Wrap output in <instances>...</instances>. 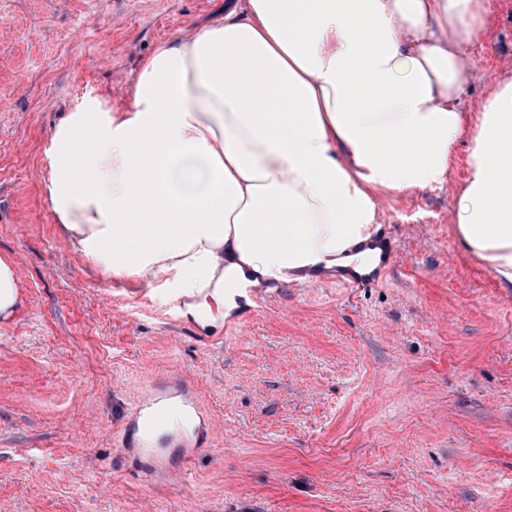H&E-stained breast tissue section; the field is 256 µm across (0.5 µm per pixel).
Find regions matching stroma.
Here are the masks:
<instances>
[{
	"mask_svg": "<svg viewBox=\"0 0 512 512\" xmlns=\"http://www.w3.org/2000/svg\"><path fill=\"white\" fill-rule=\"evenodd\" d=\"M229 0H0V257L23 302L0 321V512H512V291L455 227L469 144L443 186L379 193L395 249L374 288L335 270L271 282L201 327L175 290L107 278L46 191L63 112L114 102L162 42ZM469 50L476 103L512 84V0ZM176 372L211 429L155 483L130 410Z\"/></svg>",
	"mask_w": 512,
	"mask_h": 512,
	"instance_id": "obj_1",
	"label": "stroma"
}]
</instances>
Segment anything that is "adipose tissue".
Segmentation results:
<instances>
[{
  "mask_svg": "<svg viewBox=\"0 0 512 512\" xmlns=\"http://www.w3.org/2000/svg\"><path fill=\"white\" fill-rule=\"evenodd\" d=\"M487 0H236L160 44L121 100L55 125L46 189L103 274L232 303L241 286L377 266V192L444 183L470 142L456 229L512 288V85L456 101Z\"/></svg>",
  "mask_w": 512,
  "mask_h": 512,
  "instance_id": "adipose-tissue-1",
  "label": "adipose tissue"
}]
</instances>
